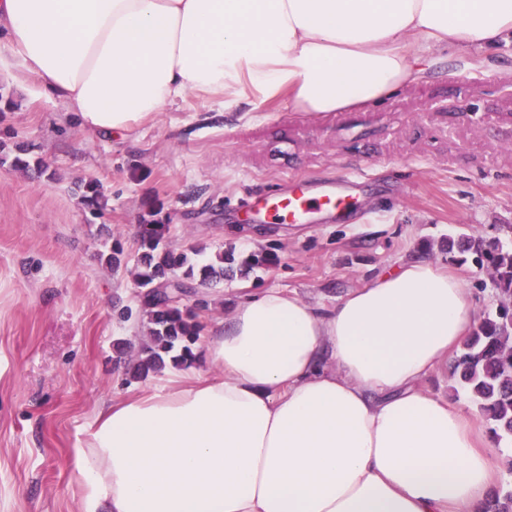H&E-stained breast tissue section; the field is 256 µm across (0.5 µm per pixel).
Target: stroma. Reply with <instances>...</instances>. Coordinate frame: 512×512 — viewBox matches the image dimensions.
Wrapping results in <instances>:
<instances>
[{
    "label": "stroma",
    "instance_id": "35a3bbf8",
    "mask_svg": "<svg viewBox=\"0 0 512 512\" xmlns=\"http://www.w3.org/2000/svg\"><path fill=\"white\" fill-rule=\"evenodd\" d=\"M418 65L420 79L378 105L313 116L249 89L191 92L108 136L39 95L35 77L0 81V512H81L78 450L98 411L206 368L199 341L190 363L130 372L147 334L139 225H166L164 246L197 268L223 253V280L184 302L208 329L269 288L328 309L423 259L459 276L479 315L495 310L489 274L448 242L512 239V37ZM339 176L361 181L357 221L287 225L242 205ZM91 180L103 210L82 199Z\"/></svg>",
    "mask_w": 512,
    "mask_h": 512
}]
</instances>
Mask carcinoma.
<instances>
[{
  "instance_id": "1",
  "label": "carcinoma",
  "mask_w": 512,
  "mask_h": 512,
  "mask_svg": "<svg viewBox=\"0 0 512 512\" xmlns=\"http://www.w3.org/2000/svg\"><path fill=\"white\" fill-rule=\"evenodd\" d=\"M164 231L163 224L140 225L139 262L146 271L139 274L137 285L144 293L169 276L180 285L194 282L193 270L183 269L186 257L163 246ZM459 250L477 255L478 265L489 271L498 293L495 313L484 318L463 345L459 382L491 432L512 440V249L499 240L473 236L462 240ZM141 307L151 328L132 367L133 375L159 371L168 360L175 365L190 362L192 345L203 330L197 316L153 299L141 301ZM487 512H512V487L495 491Z\"/></svg>"
}]
</instances>
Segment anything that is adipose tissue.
Instances as JSON below:
<instances>
[{
  "label": "adipose tissue",
  "instance_id": "obj_1",
  "mask_svg": "<svg viewBox=\"0 0 512 512\" xmlns=\"http://www.w3.org/2000/svg\"><path fill=\"white\" fill-rule=\"evenodd\" d=\"M512 36V0H0V80L34 75L98 134L187 93L359 109L421 52ZM463 282L409 261L327 310L270 288L192 372L97 414L82 512H482L502 467L478 415L425 390L476 326Z\"/></svg>",
  "mask_w": 512,
  "mask_h": 512
}]
</instances>
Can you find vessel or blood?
I'll list each match as a JSON object with an SVG mask.
<instances>
[{"instance_id": "obj_1", "label": "vessel or blood", "mask_w": 512, "mask_h": 512, "mask_svg": "<svg viewBox=\"0 0 512 512\" xmlns=\"http://www.w3.org/2000/svg\"><path fill=\"white\" fill-rule=\"evenodd\" d=\"M255 206L268 209L273 218L286 224H304L322 211L346 213L353 207L351 195L335 182L323 184L318 194H311L305 186L293 184L288 192L255 199Z\"/></svg>"}]
</instances>
